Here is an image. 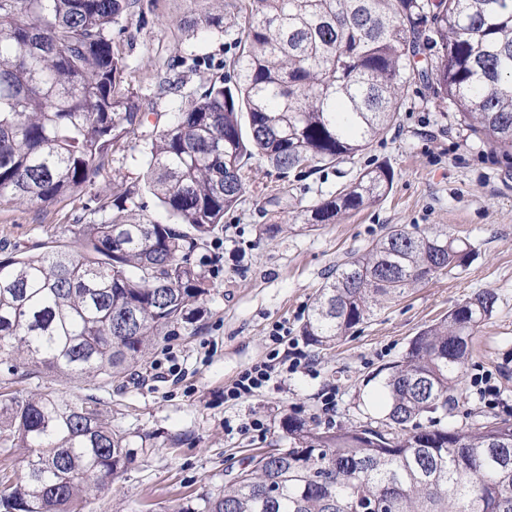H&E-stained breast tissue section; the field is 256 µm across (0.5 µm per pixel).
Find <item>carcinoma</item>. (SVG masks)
<instances>
[{
	"label": "carcinoma",
	"instance_id": "cac0c4a2",
	"mask_svg": "<svg viewBox=\"0 0 512 512\" xmlns=\"http://www.w3.org/2000/svg\"><path fill=\"white\" fill-rule=\"evenodd\" d=\"M140 0H0V197L47 203L94 184L109 153L143 123L122 91L112 29ZM224 29V14L189 20ZM237 78L178 106L145 156L148 189L174 224L131 223L122 203L82 224L75 251L0 259V354L18 365L118 377L203 313L211 283L194 253L246 192L254 156L286 174L332 168L384 137L406 86L432 83L491 153L512 159V0H248ZM384 163L307 210L325 224L392 188ZM468 240L394 224L336 266L302 333L329 347L384 303L464 268ZM496 294L483 291L424 329L382 383L384 429L311 426L288 417V447L252 456L174 512H512V419L427 430L448 411ZM0 451L27 450L0 482L3 512H83L119 479L126 434L93 398L46 390L0 401Z\"/></svg>",
	"mask_w": 512,
	"mask_h": 512
}]
</instances>
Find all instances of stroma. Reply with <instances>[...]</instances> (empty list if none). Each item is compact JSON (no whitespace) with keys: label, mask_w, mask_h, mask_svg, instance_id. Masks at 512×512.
<instances>
[{"label":"stroma","mask_w":512,"mask_h":512,"mask_svg":"<svg viewBox=\"0 0 512 512\" xmlns=\"http://www.w3.org/2000/svg\"><path fill=\"white\" fill-rule=\"evenodd\" d=\"M240 2L150 0L145 12L121 19L130 38L123 47L128 64L123 87L139 98L145 118L129 146L106 159L94 190L107 202L117 190L136 191L145 206L129 208L130 221L169 223V214L145 187L142 158L150 135L167 126L182 101L232 75L245 25ZM207 11L223 12V31L200 36L184 28V20ZM164 80L172 82V92L160 91ZM383 162L394 171L386 197L348 218L304 228L310 206ZM248 166L251 180L243 198L197 253L213 284L205 314L161 342L131 376L88 380L26 365L11 372L0 362V394L45 389L67 399L93 394L103 418L128 435L126 472L92 495L85 512H172L223 483L248 457L287 447L282 422L289 416L320 425L376 420L388 367L405 357L422 330L485 290L496 292V310L473 341L455 405L441 424L459 427L494 414L512 416V163L493 160L487 145L439 106L428 83L417 80L406 87L387 136L336 168L283 179L263 158H252ZM84 202L79 192L50 203L0 200V246L34 253L70 249L78 225L101 220ZM269 224L278 225V233L266 234ZM391 224L419 231L445 228L468 239L475 254L465 269L438 275L385 303L335 346L308 344L302 324L325 278L347 253L364 250ZM280 322L287 323L288 337L309 367L291 374L284 389L225 401V387L268 358L269 334ZM158 365L181 367L184 375L155 377ZM484 372L497 387L493 405L469 384L471 375ZM331 387L336 406L327 416L322 394ZM257 419L263 431L252 430Z\"/></svg>","instance_id":"stroma-1"}]
</instances>
